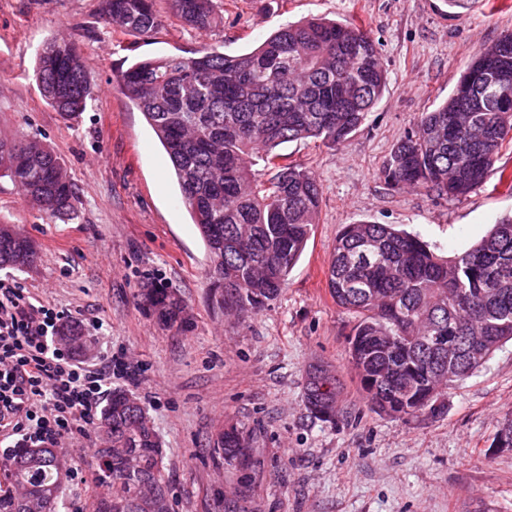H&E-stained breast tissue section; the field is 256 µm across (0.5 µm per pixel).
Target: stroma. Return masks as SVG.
Returning a JSON list of instances; mask_svg holds the SVG:
<instances>
[{
	"instance_id": "1",
	"label": "stroma",
	"mask_w": 512,
	"mask_h": 512,
	"mask_svg": "<svg viewBox=\"0 0 512 512\" xmlns=\"http://www.w3.org/2000/svg\"><path fill=\"white\" fill-rule=\"evenodd\" d=\"M223 26L196 31L155 0L163 24L150 36L107 26L102 0H0V140L49 146L70 177L71 214L48 217L0 178V222L31 238L36 264L0 266V278L70 312L80 358H125L132 378L112 385L140 400L163 448L174 512H512V450L495 446L512 413V344L452 385L437 411L392 418L369 410L348 363L354 317L336 305L326 272L343 225L367 220L419 234L441 256L473 246L512 214V142L485 182L461 198L393 190L380 170L421 113L446 99L485 46L512 31V0H214ZM350 21L378 44L388 85L342 146L291 142L281 151L310 170L322 191L319 222L281 295L247 317L218 308L210 260L170 159L142 113L121 92L123 63L227 54L254 48L283 24ZM73 42L95 99L68 119L42 97L37 56L52 39ZM175 293L183 322L162 325L144 288ZM328 366L341 388L335 422L303 405L307 372ZM248 431L245 465L216 451L219 432ZM98 426L63 441L73 472L62 512L107 496L95 482Z\"/></svg>"
}]
</instances>
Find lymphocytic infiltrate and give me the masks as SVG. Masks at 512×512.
Returning a JSON list of instances; mask_svg holds the SVG:
<instances>
[{
    "mask_svg": "<svg viewBox=\"0 0 512 512\" xmlns=\"http://www.w3.org/2000/svg\"><path fill=\"white\" fill-rule=\"evenodd\" d=\"M64 314L34 303L27 289L0 279V459L15 449L86 437L112 364L93 367L62 349Z\"/></svg>",
    "mask_w": 512,
    "mask_h": 512,
    "instance_id": "obj_1",
    "label": "lymphocytic infiltrate"
}]
</instances>
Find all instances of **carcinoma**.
<instances>
[{"label": "carcinoma", "mask_w": 512, "mask_h": 512, "mask_svg": "<svg viewBox=\"0 0 512 512\" xmlns=\"http://www.w3.org/2000/svg\"><path fill=\"white\" fill-rule=\"evenodd\" d=\"M195 30L224 23L213 0H171ZM109 23L148 36L161 25L153 0H103ZM512 72V32L485 47L448 99L421 113L415 129L391 150L383 169L395 189L420 188L459 198L483 183L506 141L512 142L509 97L486 82L490 69ZM34 77L65 117L86 111L94 93L88 66L66 40L40 53ZM122 93L144 116L173 165L210 259L216 304L240 316L275 300L318 223L322 191L308 170L285 162L277 148L312 140L335 148L366 121L387 87L373 39L352 23L309 19L275 29L253 50L226 55L138 60L119 72ZM0 176L50 216L74 210L75 191L57 155L31 140H0ZM0 223V265H15L20 246ZM327 286L352 313L349 359L370 409L412 416L442 406V387L478 371L512 340V216L494 224L471 249L445 258L420 237L388 224L345 225L333 249ZM146 304L168 324L183 307L165 288H148ZM338 382L322 367L308 375L304 405L315 419H335ZM129 392L112 391L100 424L110 450H95L98 478L110 495L86 512H173L154 429ZM224 461L239 462L249 437L236 426L217 441ZM15 496L0 493V512H58L67 462L55 448H21L8 464Z\"/></svg>", "instance_id": "obj_1"}]
</instances>
